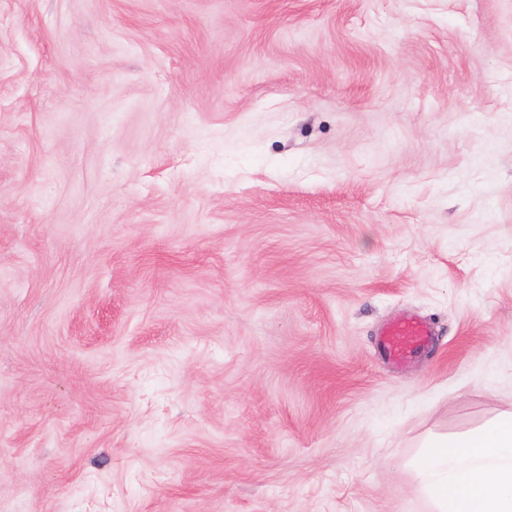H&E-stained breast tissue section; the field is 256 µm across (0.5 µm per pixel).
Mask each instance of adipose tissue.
Returning a JSON list of instances; mask_svg holds the SVG:
<instances>
[{
  "instance_id": "1",
  "label": "adipose tissue",
  "mask_w": 512,
  "mask_h": 512,
  "mask_svg": "<svg viewBox=\"0 0 512 512\" xmlns=\"http://www.w3.org/2000/svg\"><path fill=\"white\" fill-rule=\"evenodd\" d=\"M415 469L431 512H512V413L429 438Z\"/></svg>"
}]
</instances>
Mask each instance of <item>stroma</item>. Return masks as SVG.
Returning <instances> with one entry per match:
<instances>
[{
	"label": "stroma",
	"mask_w": 512,
	"mask_h": 512,
	"mask_svg": "<svg viewBox=\"0 0 512 512\" xmlns=\"http://www.w3.org/2000/svg\"><path fill=\"white\" fill-rule=\"evenodd\" d=\"M509 412L512 0H0V512H430ZM431 336L428 325L417 318H403L390 324L383 333L382 347L396 364L404 363L425 348Z\"/></svg>",
	"instance_id": "stroma-1"
}]
</instances>
